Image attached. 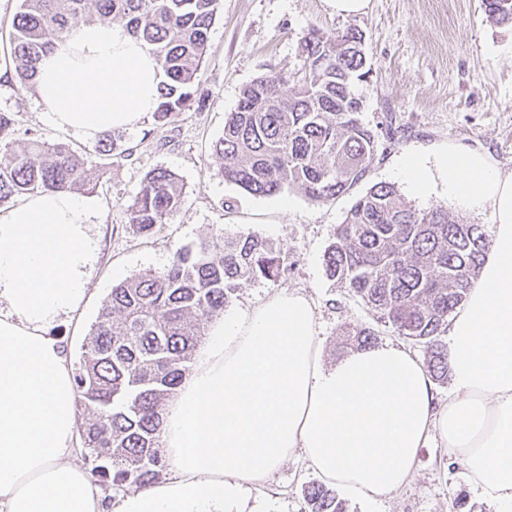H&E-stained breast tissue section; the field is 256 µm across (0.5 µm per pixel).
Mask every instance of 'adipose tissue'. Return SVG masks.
I'll return each mask as SVG.
<instances>
[{
  "instance_id": "adipose-tissue-1",
  "label": "adipose tissue",
  "mask_w": 512,
  "mask_h": 512,
  "mask_svg": "<svg viewBox=\"0 0 512 512\" xmlns=\"http://www.w3.org/2000/svg\"><path fill=\"white\" fill-rule=\"evenodd\" d=\"M161 72L125 28L87 24L42 59L37 94L49 122L84 139L139 126ZM421 192L490 210L480 273L448 326L453 390L404 347L383 344L322 365L312 302L294 292L224 318L163 421L165 481L111 502L74 462L76 390L47 333L75 312L98 260L92 200L29 196L0 213V512H240L295 450L344 492L375 500L406 484L421 448L439 439L472 488L512 512V172L463 145L407 155Z\"/></svg>"
}]
</instances>
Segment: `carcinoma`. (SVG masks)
Here are the masks:
<instances>
[{"label": "carcinoma", "mask_w": 512, "mask_h": 512, "mask_svg": "<svg viewBox=\"0 0 512 512\" xmlns=\"http://www.w3.org/2000/svg\"><path fill=\"white\" fill-rule=\"evenodd\" d=\"M9 35L10 59L25 87L74 18L124 24L148 45L162 81L155 120L166 123L191 106L208 51L218 0H17ZM488 16L512 25V0H484ZM359 32L311 28L297 51L292 89L276 74L245 85L215 144L219 175L245 192L266 196L297 186L315 202L332 200L365 179L377 151L372 129L360 120L353 82L370 73L348 44ZM328 59L324 69L318 58ZM18 120L0 112V203L43 191L90 188L75 151L32 136L15 147ZM186 202L179 176L154 168L128 205L129 223L148 236ZM490 235L483 224H459L441 207L407 205L392 184L377 183L351 207L324 254L327 276L363 300L377 320L423 348L432 379L448 380V315L467 298ZM286 256L257 235L220 230L178 249L162 271H148L112 288L82 347L74 375L84 417L82 447L97 462L95 484L137 491L165 467L161 450L167 400L190 373L204 325L223 315L247 281H277ZM374 332L347 328L341 345L365 348ZM305 512H346L336 490L305 486Z\"/></svg>", "instance_id": "carcinoma-1"}]
</instances>
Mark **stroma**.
Returning a JSON list of instances; mask_svg holds the SVG:
<instances>
[{
    "label": "stroma",
    "mask_w": 512,
    "mask_h": 512,
    "mask_svg": "<svg viewBox=\"0 0 512 512\" xmlns=\"http://www.w3.org/2000/svg\"><path fill=\"white\" fill-rule=\"evenodd\" d=\"M17 0H0V110L17 115L19 131L48 144H66L84 159L97 188L93 234L100 252L86 299L73 316L48 328L61 337L71 361L113 286L146 271L163 270L174 252L217 229L266 238L286 255V277L243 283L226 314L245 316L266 299L298 292L315 306L324 365L343 355L348 327H369L376 344H400L372 311L330 280L324 254L355 201L376 183L395 185L405 202L424 210L445 206L462 224H491L490 212L450 205L445 193L415 192L399 173L404 154L429 153L463 144L512 171V27L491 20L482 0H370L365 14L331 13L324 0H219L209 50L197 89L205 106L177 112L167 124L146 115L142 124L115 132L116 146L100 154L96 143L53 127L37 95L23 88L5 65ZM361 33L371 66L353 90L361 119L378 140L364 181L326 202L310 200L291 186L272 196H254L218 175L215 142L236 109L243 87L264 73L293 76L300 67L297 45L310 28ZM156 167L176 172L186 193L184 207L160 230L140 234L127 207L145 174ZM316 478L302 452H295L261 487L248 494L246 512H304L303 488ZM348 512H495L472 490L462 464L439 440H429L409 482L387 498L345 500Z\"/></svg>",
    "instance_id": "obj_1"
}]
</instances>
